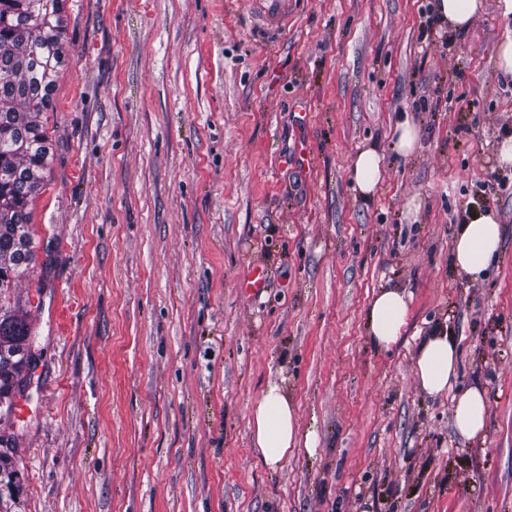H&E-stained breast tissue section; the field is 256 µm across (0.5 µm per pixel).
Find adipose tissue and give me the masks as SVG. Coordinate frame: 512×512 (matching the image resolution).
Listing matches in <instances>:
<instances>
[{
	"label": "adipose tissue",
	"instance_id": "adipose-tissue-1",
	"mask_svg": "<svg viewBox=\"0 0 512 512\" xmlns=\"http://www.w3.org/2000/svg\"><path fill=\"white\" fill-rule=\"evenodd\" d=\"M383 156L376 147L359 150L352 159L351 177L358 191L371 195L382 180ZM502 227L494 212L473 210L459 225L452 244L455 266L469 278L484 276L488 262L500 249ZM411 297L399 287L380 289L372 299L367 318L372 343L382 349L394 345L402 334L410 311ZM459 352L447 329L436 328L419 344L414 359V374L428 395L444 394L458 376ZM488 400L477 386L468 388L453 405V426L463 438L474 439L485 430ZM250 429L260 459L276 469L294 448H314V434H301L296 407L284 386L268 383L252 410Z\"/></svg>",
	"mask_w": 512,
	"mask_h": 512
}]
</instances>
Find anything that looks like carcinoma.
<instances>
[{
    "label": "carcinoma",
    "mask_w": 512,
    "mask_h": 512,
    "mask_svg": "<svg viewBox=\"0 0 512 512\" xmlns=\"http://www.w3.org/2000/svg\"><path fill=\"white\" fill-rule=\"evenodd\" d=\"M64 0H0V512L16 506L20 482L13 456L15 398L32 384L37 360L32 328L9 290L35 257L33 202L52 157L39 120L51 107L61 65Z\"/></svg>",
    "instance_id": "cac0c4a2"
}]
</instances>
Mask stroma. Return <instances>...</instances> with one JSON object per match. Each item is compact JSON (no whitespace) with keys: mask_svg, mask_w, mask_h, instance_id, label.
Returning a JSON list of instances; mask_svg holds the SVG:
<instances>
[{"mask_svg":"<svg viewBox=\"0 0 512 512\" xmlns=\"http://www.w3.org/2000/svg\"><path fill=\"white\" fill-rule=\"evenodd\" d=\"M64 63L40 119L52 161L35 260L12 290L39 358L16 418L20 512H512V34L499 0L466 37L434 0H301L265 34L247 0H66ZM411 119L419 146L394 148ZM310 171L286 163L299 146ZM385 173L355 190L354 152ZM494 211L486 279L451 258L467 212ZM255 265L268 286L243 294ZM412 296L390 349L367 310ZM447 327L448 393L416 384L419 339ZM285 381L300 447L268 469L250 413ZM481 386L486 430L452 424ZM383 155L372 146L359 150L352 159L351 177L358 191L369 196L382 180Z\"/></svg>","mask_w":512,"mask_h":512,"instance_id":"stroma-1","label":"stroma"}]
</instances>
